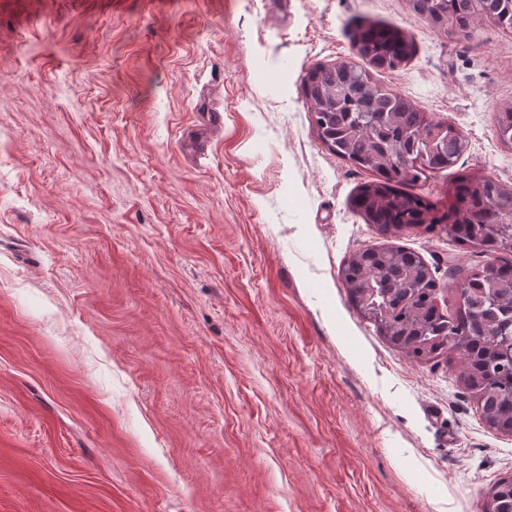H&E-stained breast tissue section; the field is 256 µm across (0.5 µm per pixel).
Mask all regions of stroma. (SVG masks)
I'll return each instance as SVG.
<instances>
[{"instance_id":"stroma-1","label":"stroma","mask_w":512,"mask_h":512,"mask_svg":"<svg viewBox=\"0 0 512 512\" xmlns=\"http://www.w3.org/2000/svg\"><path fill=\"white\" fill-rule=\"evenodd\" d=\"M401 28L376 79L512 185L494 113L512 32L441 34L409 0H0V512H486L512 478L461 361L414 360L351 306L357 252L417 253L440 296L490 253L379 235L371 171L302 92ZM356 55L374 69L394 71L406 66L413 55V43L396 29L358 27L352 40Z\"/></svg>"}]
</instances>
